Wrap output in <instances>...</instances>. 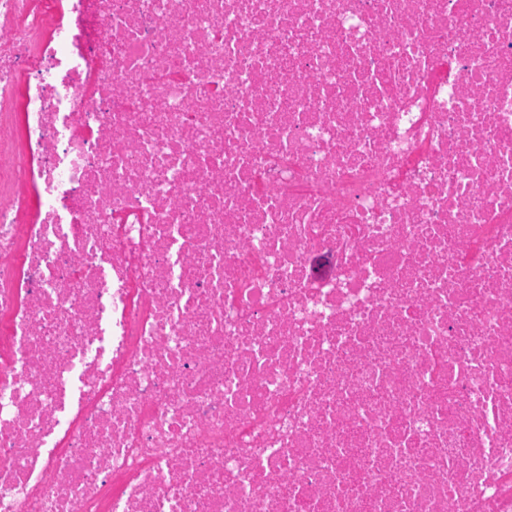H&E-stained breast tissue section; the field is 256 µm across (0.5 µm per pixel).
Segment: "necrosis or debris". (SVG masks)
I'll list each match as a JSON object with an SVG mask.
<instances>
[{
	"instance_id": "obj_1",
	"label": "necrosis or debris",
	"mask_w": 512,
	"mask_h": 512,
	"mask_svg": "<svg viewBox=\"0 0 512 512\" xmlns=\"http://www.w3.org/2000/svg\"><path fill=\"white\" fill-rule=\"evenodd\" d=\"M0 512H512V0H0Z\"/></svg>"
}]
</instances>
